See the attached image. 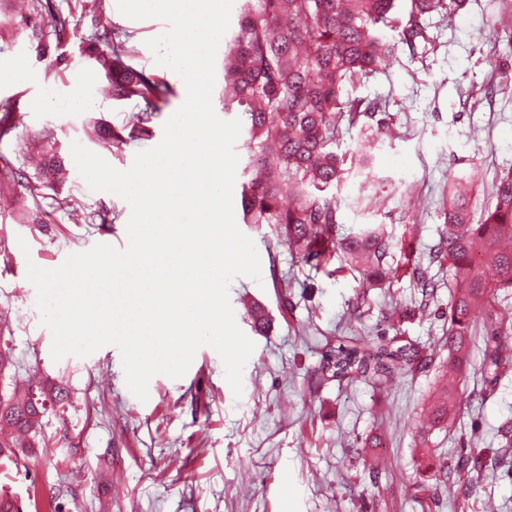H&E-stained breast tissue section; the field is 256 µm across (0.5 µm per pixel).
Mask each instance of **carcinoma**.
I'll return each mask as SVG.
<instances>
[{
  "instance_id": "1",
  "label": "carcinoma",
  "mask_w": 512,
  "mask_h": 512,
  "mask_svg": "<svg viewBox=\"0 0 512 512\" xmlns=\"http://www.w3.org/2000/svg\"><path fill=\"white\" fill-rule=\"evenodd\" d=\"M464 0H241L237 28L225 41L224 84L233 97L224 99V112L239 114L247 134L248 162L241 183L243 223L276 229L278 237L306 265L320 268L334 257L361 276L360 287L383 288L391 272L387 258L393 248L381 224H361L341 231L336 197L329 191L350 172L345 156L334 146L340 138L336 117L354 126L362 116L382 112L380 102L345 94V88L387 71L398 47L412 49L428 43L424 20L434 14L447 18ZM26 36L34 60L55 75L64 64L57 51L70 31L69 17L54 12L51 0H31L29 12L5 15L0 33ZM133 34L94 35L88 56L93 70L112 86V99H141L157 111L168 102L171 87L162 79L130 64ZM149 115L136 116L124 142L148 132ZM35 172L13 168L0 157V186L26 189L34 203V221H42L41 200L50 198L63 208L56 183L65 158L50 130L33 144ZM460 177L449 178L444 204L445 232L431 259L448 263V377L442 381L427 414L426 428L450 425L466 401L454 374L465 362L473 336H482L481 376L495 385L512 367V320L499 312L500 292L512 289V169L499 176L491 196L477 203L455 191ZM291 202L283 208V190ZM418 351L393 338L380 337L362 345L340 343L323 357L324 376L339 380L353 373L371 375L381 384L409 371ZM62 390L36 393L32 385L13 382L3 392L0 411V463L34 457L39 451L42 419L47 406H65ZM478 438L470 437L469 454L455 463L439 464L448 477L468 469L481 479L490 471ZM20 456L13 455V451Z\"/></svg>"
}]
</instances>
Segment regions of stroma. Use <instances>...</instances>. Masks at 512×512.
Masks as SVG:
<instances>
[{"instance_id":"obj_1","label":"stroma","mask_w":512,"mask_h":512,"mask_svg":"<svg viewBox=\"0 0 512 512\" xmlns=\"http://www.w3.org/2000/svg\"><path fill=\"white\" fill-rule=\"evenodd\" d=\"M53 2L74 31L61 45L66 64L56 76L44 74L24 38L0 36V71L9 74L0 81V106L12 109L16 125L0 140V154L27 164L31 140L50 130L64 147L80 143L114 168L128 169L138 151L162 139L165 122L183 102L182 79L157 65L146 45L169 25L126 18L117 0H102L96 13L83 0ZM501 11L500 0H467L452 20L429 18L431 44L399 46L388 75L350 89L359 98L385 100L392 135L372 149L371 186L353 172L336 187L339 222L346 229L384 225L394 245L412 250L433 277L432 296L407 276L363 292L358 273L312 268L278 244L270 227L241 225L261 263L260 280L239 277L228 290L236 323L255 345L241 395H234L208 346L182 377H152L144 402L128 390L115 346L53 361L29 265L54 269L99 243L125 248L131 209L115 194L90 190L74 166L60 189L67 209L50 210L42 223L19 222L33 205L25 190L1 194L0 316L8 323L14 366L0 378V390L16 376L46 389L66 386L70 400L65 411L44 419V456L0 467V492L23 512H512V448L501 436L512 426V373L485 387L481 343L472 346L462 372L467 403L452 427L420 428L448 356V273L430 260L444 223L440 201L448 175L462 176L473 194L484 196L496 175L512 167V82L485 91L491 68L512 79V56L494 55ZM115 26L134 34L132 66L174 91L148 134L118 150L86 133L93 121L126 128L146 109L136 99H104L103 80L90 68L88 38ZM482 92L486 100L471 108L467 96ZM74 94L85 100L83 110L56 107ZM101 210L111 213V223L96 220ZM250 301L269 314L266 334L251 328ZM380 335L415 344L421 361L384 385L360 376L320 380L321 356L337 340ZM474 435L484 462L496 466L493 475L479 481L462 471L436 482V464L463 455ZM372 436L382 463L376 470L365 460Z\"/></svg>"}]
</instances>
